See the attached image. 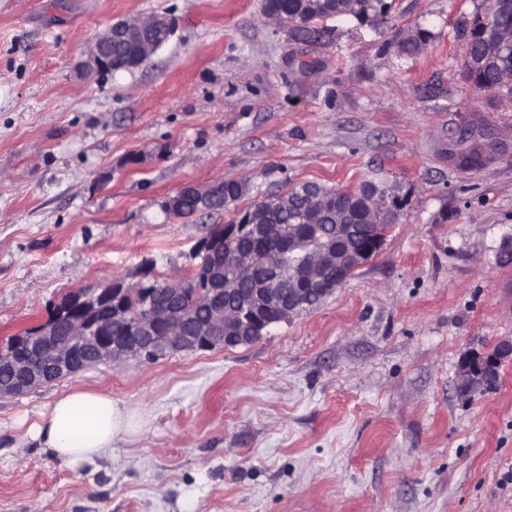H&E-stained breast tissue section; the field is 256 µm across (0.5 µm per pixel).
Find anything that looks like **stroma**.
<instances>
[{"instance_id": "obj_1", "label": "stroma", "mask_w": 512, "mask_h": 512, "mask_svg": "<svg viewBox=\"0 0 512 512\" xmlns=\"http://www.w3.org/2000/svg\"><path fill=\"white\" fill-rule=\"evenodd\" d=\"M294 42L261 0H0V343L64 295L191 266L256 196L370 181L404 199L380 252L237 348L132 357L0 399V512H512V360L463 401L462 359L512 340V99L462 75L492 0H389ZM175 17L139 70L82 75L122 18ZM426 32L406 56L393 37ZM483 126L489 159L450 160ZM244 183L183 219L188 185ZM73 387L133 414L66 465L25 436Z\"/></svg>"}]
</instances>
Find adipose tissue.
<instances>
[{
	"label": "adipose tissue",
	"mask_w": 512,
	"mask_h": 512,
	"mask_svg": "<svg viewBox=\"0 0 512 512\" xmlns=\"http://www.w3.org/2000/svg\"><path fill=\"white\" fill-rule=\"evenodd\" d=\"M127 414L111 395L75 387L56 399L29 433L63 463L74 464L111 449L128 431Z\"/></svg>",
	"instance_id": "obj_1"
}]
</instances>
